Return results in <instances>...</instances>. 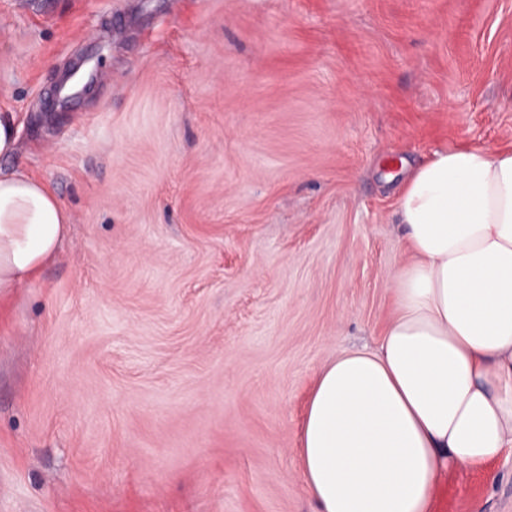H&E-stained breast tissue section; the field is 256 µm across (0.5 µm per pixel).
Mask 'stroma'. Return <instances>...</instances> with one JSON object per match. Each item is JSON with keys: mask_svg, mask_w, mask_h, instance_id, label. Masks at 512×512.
Segmentation results:
<instances>
[{"mask_svg": "<svg viewBox=\"0 0 512 512\" xmlns=\"http://www.w3.org/2000/svg\"><path fill=\"white\" fill-rule=\"evenodd\" d=\"M1 112L71 224L0 304V512H315L303 411L381 342L409 170L512 147V0H0ZM433 512H512V453Z\"/></svg>", "mask_w": 512, "mask_h": 512, "instance_id": "1", "label": "stroma"}]
</instances>
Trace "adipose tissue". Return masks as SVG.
<instances>
[{
  "instance_id": "obj_1",
  "label": "adipose tissue",
  "mask_w": 512,
  "mask_h": 512,
  "mask_svg": "<svg viewBox=\"0 0 512 512\" xmlns=\"http://www.w3.org/2000/svg\"><path fill=\"white\" fill-rule=\"evenodd\" d=\"M412 254L378 349L316 378L296 450L317 512H432L444 470L512 448V149L440 151L398 200ZM70 217L0 171V301L51 261Z\"/></svg>"
}]
</instances>
